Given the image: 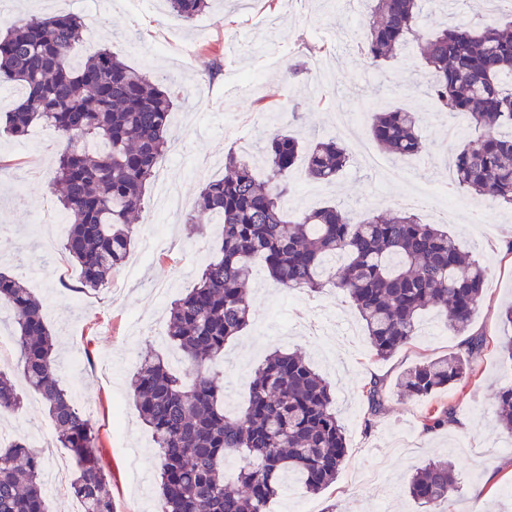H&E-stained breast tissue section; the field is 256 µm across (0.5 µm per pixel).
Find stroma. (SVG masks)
Here are the masks:
<instances>
[{"label":"stroma","instance_id":"35a3bbf8","mask_svg":"<svg viewBox=\"0 0 512 512\" xmlns=\"http://www.w3.org/2000/svg\"><path fill=\"white\" fill-rule=\"evenodd\" d=\"M63 3L84 18L90 33L74 49V60L90 48L106 47L132 67L166 75L178 101L172 136L182 153L165 157L160 168L190 201L204 182L223 176L228 150L257 154L272 127L310 140L330 139L340 110L362 113L367 121L377 110L421 114L426 150L410 158L407 182L382 180L355 158L335 184H314L299 163L290 172L294 190L286 209L295 216L333 205L360 217L404 207L405 196L413 193L427 195L430 206L419 210L424 221L444 224L488 271L467 331L486 342L475 375L424 400L399 397L396 383L405 371L462 349L458 336L430 335L439 320L434 310L424 312L411 344L380 359L344 298L288 291L262 269L251 284L255 319L229 341L217 369L224 374L232 410L245 402L253 369L276 349L301 352L331 384L348 448L340 474L317 494L293 485L271 503L270 512H423L407 491L410 477L417 467L448 458L456 463L459 490L445 501L443 512H512V449L507 446L512 439L494 415L498 388L512 380V363L497 349L506 333L499 314L512 304V210L466 193L448 194L456 145L446 138L449 117L437 111L414 48L441 23L476 27L487 21L485 0H457L449 15L423 0L414 44L379 68L366 63L355 36L367 13L362 0L348 11L340 0H249L244 10L235 0H213L212 10L189 25L166 12L164 0H155L153 11L142 16L129 0H9L6 14L18 22ZM295 63L302 71L289 73ZM268 103L283 108L275 126L254 124L255 113ZM33 132L41 146L30 157L25 141L0 130V265L11 270L25 265V281L37 282L45 318L59 341V378L94 402L95 450L111 476L114 512H133L143 499L152 512H161L159 450L127 381L146 351L170 354L161 339L166 310L193 287L201 257L215 254L222 229L198 228L182 214L168 224L155 222L158 192L150 190L139 222L145 232L171 240V247L156 250L123 287L106 286L73 300L64 285L76 283L79 270L54 231L60 213L52 188L56 156L49 151L54 133L39 126ZM0 368L16 377L22 398L5 426L12 438L33 440L51 421L41 398L21 379L15 345L0 349ZM374 380L384 386L376 412L364 395ZM441 407L453 409L452 422L427 429L429 412Z\"/></svg>","mask_w":512,"mask_h":512}]
</instances>
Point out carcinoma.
<instances>
[{"label": "carcinoma", "mask_w": 512, "mask_h": 512, "mask_svg": "<svg viewBox=\"0 0 512 512\" xmlns=\"http://www.w3.org/2000/svg\"><path fill=\"white\" fill-rule=\"evenodd\" d=\"M186 24L209 0H167ZM361 52L378 67L414 35L418 0H367ZM87 39L82 18L66 9L11 23L0 38V83L18 85L23 98L5 131L21 138L41 125L66 141L58 157L59 203L68 217L63 248L80 268L77 291H96L122 268L139 232L135 219L170 147L175 103L167 77L135 69L106 47L78 64L73 47ZM427 86L440 109L464 116L475 135L453 157L455 189L512 207V19L480 27L444 26L420 44ZM421 117L404 109L376 112L369 134L397 157L422 153ZM265 175L249 155L229 151L224 177L204 183L190 224L218 216V256L205 262L196 285L171 303L167 342L181 354V371L156 351L129 376L142 422L159 448L162 512H267L289 476L310 493L336 481L346 441L329 383L297 353L273 351L255 368L247 404L226 410L224 378L212 372L227 342L253 316L248 287L260 261L288 290L331 286L358 313L375 356L385 359L410 344L419 315L435 309L448 331L463 333L478 307L486 269L437 224L418 215L368 213L355 220L323 206L295 219L283 208L288 173L304 160L311 180L331 184L350 162L336 139L305 146L272 133L262 148ZM13 314V336L26 385L44 401L61 447L75 457L70 489L84 512H113L110 480L95 453L90 420L60 383L56 344L43 302L21 275L0 273V307ZM466 352L424 361L398 382L400 395L427 397L474 375L483 340ZM21 407L12 375L0 369V416ZM498 421L512 435V382L497 392ZM41 458L24 441L0 446V512H46ZM458 485L452 461L416 469L409 495L431 509Z\"/></svg>", "instance_id": "cac0c4a2"}]
</instances>
